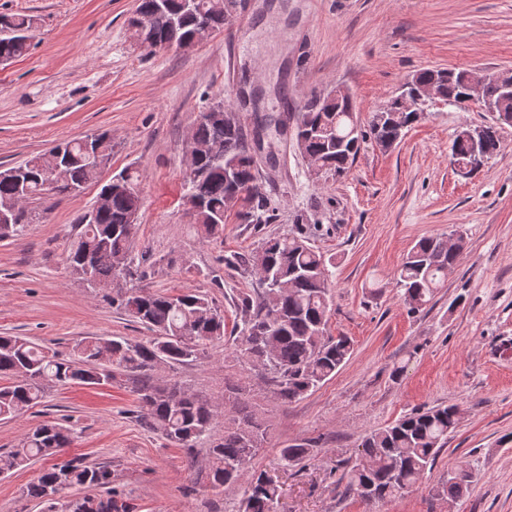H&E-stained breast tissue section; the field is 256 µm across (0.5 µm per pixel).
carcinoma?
I'll list each match as a JSON object with an SVG mask.
<instances>
[{"label": "carcinoma", "mask_w": 512, "mask_h": 512, "mask_svg": "<svg viewBox=\"0 0 512 512\" xmlns=\"http://www.w3.org/2000/svg\"><path fill=\"white\" fill-rule=\"evenodd\" d=\"M225 2L194 0L188 8L184 0H164L176 27L153 23L156 41L192 39L203 17L214 31H224ZM157 6L158 0H139L129 24L151 18ZM33 26L34 20L27 14L0 16V57L15 60L26 56ZM464 77L463 70L448 71V78L442 83L448 104L464 107ZM233 111L234 107L216 102L206 109L208 115L197 119L194 125V140L207 146L208 152L198 156L196 174L186 177L184 198L203 239L224 233V198L230 194L242 202L240 220L266 224L272 219L247 138L240 125L231 124ZM419 117L418 112L399 111L397 103L390 100L374 113L366 135L357 130L358 116L352 100L328 103L319 95L294 113L295 142L299 152L314 157L321 169L340 177L347 173L366 136L389 145L405 125ZM501 124H512L511 100L498 106L492 121L482 127L479 152L487 160L497 152ZM94 138L102 160L110 162L112 134L105 131ZM57 148L63 155L60 193H77L100 174L101 167L89 160L77 140L62 141ZM22 167L23 174L17 166L0 167V210L13 205L20 178L26 182L28 199L40 198L45 171L39 158L28 159ZM101 192L108 193V201L96 209L93 221L85 222L83 215L76 220L82 231L69 249V267L85 287L95 292L112 290V305L143 324L153 336L146 342L119 336H88L74 344L66 358L23 337L0 336V377L11 379L0 385L1 420L16 418L41 404L49 384L110 385L124 372L145 373L161 364H184L206 357L224 341V312L205 294L192 290L169 294L110 288L116 277L127 280L133 276L131 252L139 225L127 223V218L140 213L142 197L138 190L119 189L110 183ZM462 247L461 236L451 246L442 236L424 237L414 245L394 275L409 312L420 311L433 299L455 266ZM242 262L250 264L258 276L268 274L270 281L258 279L260 288L240 298L244 319L243 326L235 327L236 352L271 376L281 401L299 400L333 376L353 351L348 337L327 334L331 289L325 259L304 237L288 234L268 239ZM136 394L144 410L139 415L142 425L184 449L188 465L194 466L197 444L208 436L220 414L219 407L176 383L159 384L148 377L142 380ZM459 417L460 408L455 404L436 405L403 416L363 440L359 453L343 461L341 479L359 496L367 488H374L377 503L416 488L434 467ZM263 440L261 425L246 418L241 426L224 428L223 440L207 449L211 487L244 484L243 512H275L280 498V485L251 466ZM70 443L67 428L48 420L1 456L0 466L11 471L55 458ZM312 447L310 442L291 445L281 449V457L298 465L310 459ZM458 468L468 471L467 484L445 477L432 488L435 497L453 504L468 492L477 475L466 461ZM76 486L97 489L99 494L70 501L64 510H59L61 493ZM25 497L36 501L44 512L133 509L112 487L110 467L77 458L42 467L26 486Z\"/></svg>", "instance_id": "1"}]
</instances>
